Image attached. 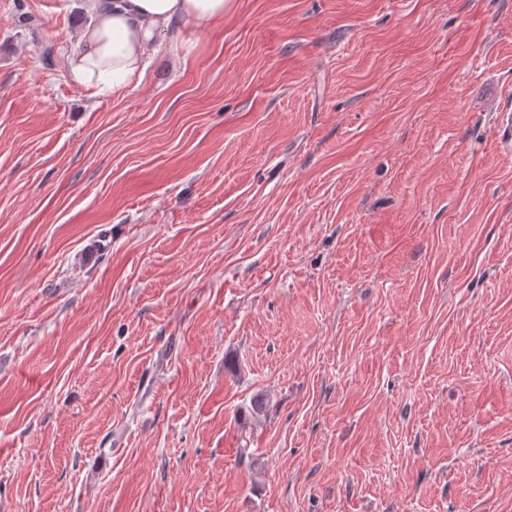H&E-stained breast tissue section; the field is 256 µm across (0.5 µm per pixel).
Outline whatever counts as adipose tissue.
Instances as JSON below:
<instances>
[{"mask_svg": "<svg viewBox=\"0 0 512 512\" xmlns=\"http://www.w3.org/2000/svg\"><path fill=\"white\" fill-rule=\"evenodd\" d=\"M92 16L69 60L72 79L120 90L144 80L159 39L185 44V34L223 20L232 0H84Z\"/></svg>", "mask_w": 512, "mask_h": 512, "instance_id": "ef3b65f1", "label": "adipose tissue"}]
</instances>
